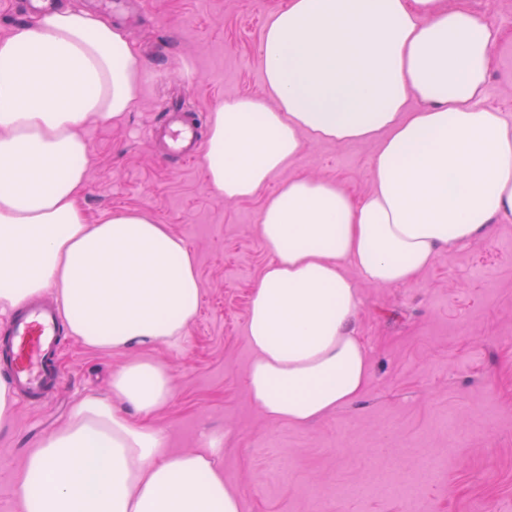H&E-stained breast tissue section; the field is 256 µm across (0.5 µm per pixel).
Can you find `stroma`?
<instances>
[{
	"instance_id": "35a3bbf8",
	"label": "stroma",
	"mask_w": 512,
	"mask_h": 512,
	"mask_svg": "<svg viewBox=\"0 0 512 512\" xmlns=\"http://www.w3.org/2000/svg\"><path fill=\"white\" fill-rule=\"evenodd\" d=\"M288 0H123L107 14L138 50L148 74L138 104L120 120L90 123L80 202L89 217L145 210L192 252L201 307L178 344L142 348L164 365L172 396L152 423L172 451L224 437L218 461L246 512H512V222L453 250L405 286L360 284L355 330L371 376L363 395L307 426L268 419L245 385L253 359L245 333L250 297L271 260L259 232L263 195L224 200L201 159L163 153L151 134L173 102L203 121L220 103L265 99L262 29ZM500 27L488 107L512 116V0H470ZM378 146L305 140L270 182L333 180L354 197L372 187ZM66 383L47 405L18 402L0 431V512H20L27 449L68 420L86 395L108 391L132 352L88 348L62 336ZM440 463L432 475L423 464Z\"/></svg>"
}]
</instances>
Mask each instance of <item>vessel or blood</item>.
I'll return each mask as SVG.
<instances>
[{
	"label": "vessel or blood",
	"instance_id": "vessel-or-blood-1",
	"mask_svg": "<svg viewBox=\"0 0 512 512\" xmlns=\"http://www.w3.org/2000/svg\"><path fill=\"white\" fill-rule=\"evenodd\" d=\"M167 126L172 133L167 149L173 156L189 160L200 148L196 119L178 112L168 113ZM0 343V364L11 382L25 396L43 399L61 384L53 354L59 342L60 319L49 304L28 302L13 318Z\"/></svg>",
	"mask_w": 512,
	"mask_h": 512
}]
</instances>
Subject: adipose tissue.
<instances>
[{
  "mask_svg": "<svg viewBox=\"0 0 512 512\" xmlns=\"http://www.w3.org/2000/svg\"><path fill=\"white\" fill-rule=\"evenodd\" d=\"M501 39L466 0H289L268 18L270 100L219 105L203 155L225 199L265 196L272 260L246 337L247 392L268 418L304 426L364 392L358 282L413 283L442 249L512 219V122L484 105ZM145 82L124 31L93 11L60 6L0 39V312L51 292L97 350L176 342L200 306L194 257L166 225L138 209L92 221L79 201L81 127L120 119ZM307 137L377 143L371 191L295 177L266 193ZM170 396L162 365L125 364L27 450L20 512H244L216 464L223 435L173 453L150 424Z\"/></svg>",
  "mask_w": 512,
  "mask_h": 512,
  "instance_id": "1",
  "label": "adipose tissue"
}]
</instances>
